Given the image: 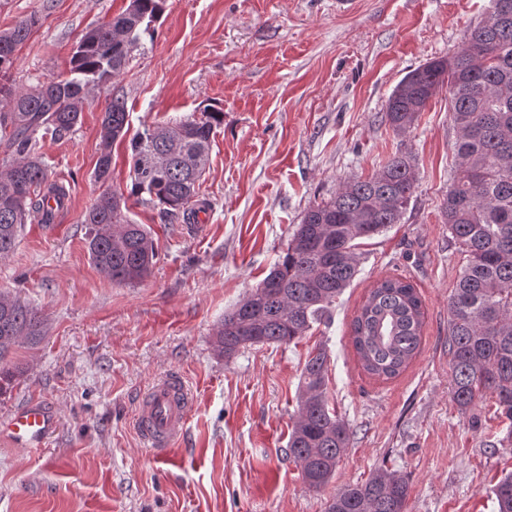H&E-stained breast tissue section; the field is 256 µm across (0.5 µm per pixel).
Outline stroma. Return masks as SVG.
Returning a JSON list of instances; mask_svg holds the SVG:
<instances>
[{"mask_svg":"<svg viewBox=\"0 0 512 512\" xmlns=\"http://www.w3.org/2000/svg\"><path fill=\"white\" fill-rule=\"evenodd\" d=\"M129 0H0V30L29 16L13 77L28 87L67 74L92 25ZM490 0H167L123 74L95 88L64 139L36 151L70 194L54 223L25 224L0 260V292L39 312L45 336L16 348L24 374L0 398V422L38 402L58 418L39 448L0 438V512H328L346 485L386 470L408 485L405 512H498L492 487L512 472V425L485 394L451 399L448 301L465 263L440 212L456 131L440 91L405 133L385 120L405 73L451 56ZM124 98L128 134L112 146V187L150 232L159 258L144 279L115 283L91 262L82 217L102 187L100 122ZM224 112L198 196L196 224L169 222L132 195L130 142L144 128ZM415 159L416 188L399 223L359 247V271L327 323L288 344L224 356V315L284 255L313 205L396 152ZM400 276L420 296V349L392 380L366 374L351 321L373 285ZM330 355L328 397L350 444L331 481L310 488L288 453L301 373L317 345ZM194 392L186 435L168 456L135 427L159 376Z\"/></svg>","mask_w":512,"mask_h":512,"instance_id":"obj_1","label":"stroma"}]
</instances>
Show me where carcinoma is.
Wrapping results in <instances>:
<instances>
[{"label":"carcinoma","instance_id":"1","mask_svg":"<svg viewBox=\"0 0 512 512\" xmlns=\"http://www.w3.org/2000/svg\"><path fill=\"white\" fill-rule=\"evenodd\" d=\"M165 0H135L110 21L88 28L75 47L66 76L28 89L15 85L17 48L38 19L30 17L0 31V257L16 248L31 219L54 223L65 207L67 187L49 178L35 153L36 134L62 139L78 124L88 96L120 76L141 35L154 33ZM448 87L457 137L455 168L442 213L451 241L465 253L448 302L451 397L468 410L476 398L495 395L512 429V0L491 8L450 57L409 71L386 104L385 119L399 134L429 101ZM127 106L115 97L102 115L101 152L95 178L112 179V144L125 133ZM224 113L209 108L201 119L146 129L131 141L132 194L143 193L171 219L197 217L196 185ZM412 155L391 157L366 179L347 182L329 200L309 208L287 250L269 275L224 315L217 343L225 355L270 343L289 344L329 317L336 298L358 272V240L370 239L406 213L415 191ZM123 194L105 191L86 210L91 262L106 278L132 283L157 262L151 234L124 219ZM424 312L414 286L401 277L378 282L351 324L352 344L363 370L392 379L418 352ZM43 323L19 299L0 293V396L24 373L9 359L14 347L37 345ZM328 354L319 345L302 370V393L288 452L309 487L320 489L336 472L348 448L349 428L326 395ZM498 512H512V473L493 489ZM407 484L378 472L343 487L329 512H404Z\"/></svg>","mask_w":512,"mask_h":512}]
</instances>
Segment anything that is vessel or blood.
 <instances>
[{"label":"vessel or blood","mask_w":512,"mask_h":512,"mask_svg":"<svg viewBox=\"0 0 512 512\" xmlns=\"http://www.w3.org/2000/svg\"><path fill=\"white\" fill-rule=\"evenodd\" d=\"M192 394L178 377L168 375L157 381L140 402L138 431L144 447L156 456L167 457L169 450L185 434ZM57 427L55 414L37 403L16 409L0 431L21 448H38L45 444Z\"/></svg>","instance_id":"b4317fda"}]
</instances>
